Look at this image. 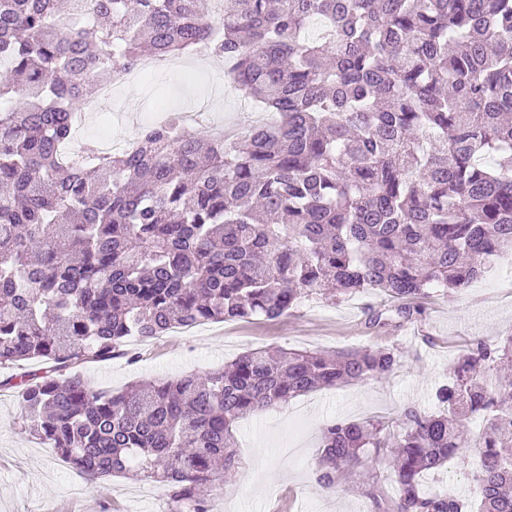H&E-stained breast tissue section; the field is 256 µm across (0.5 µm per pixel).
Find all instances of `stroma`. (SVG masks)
Returning a JSON list of instances; mask_svg holds the SVG:
<instances>
[{"label": "stroma", "mask_w": 512, "mask_h": 512, "mask_svg": "<svg viewBox=\"0 0 512 512\" xmlns=\"http://www.w3.org/2000/svg\"><path fill=\"white\" fill-rule=\"evenodd\" d=\"M224 71L200 65L197 56L176 59L151 80L137 79L112 88L107 124L90 119L86 140H134L163 111L199 114L192 132L204 137L214 122L241 123L257 113L255 103L224 88ZM383 297L356 294L336 301L302 299L288 315L267 321L207 322L183 334L143 341L129 339L127 357L87 362L81 369L98 389H122L133 382L204 373L223 367L253 349L326 351L340 348L394 347L401 366L387 379L322 389L236 425L237 450L230 474L215 479L213 512H374L369 486L396 496L389 460L352 473L335 490L316 481L322 428L337 420H380L397 428L404 410L437 411L436 389L446 384L458 356L472 340L491 342L512 334V276L485 273L462 291L437 288L423 300V312L405 323L387 316L367 323L366 307L383 309ZM23 361L0 369V512H159L167 505L165 488L140 475L122 474L92 483L73 471L50 445L24 428L19 401L4 387L10 376L39 369ZM475 456L468 451L442 469L424 475L426 493L469 497Z\"/></svg>", "instance_id": "obj_1"}]
</instances>
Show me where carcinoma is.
I'll return each instance as SVG.
<instances>
[{"instance_id": "carcinoma-1", "label": "carcinoma", "mask_w": 512, "mask_h": 512, "mask_svg": "<svg viewBox=\"0 0 512 512\" xmlns=\"http://www.w3.org/2000/svg\"><path fill=\"white\" fill-rule=\"evenodd\" d=\"M0 0V367L25 429L80 476L134 467L172 512H211L233 427L297 396L388 378L397 349H255L203 375L91 387L79 366L132 336L264 317L302 298L378 292L405 319L512 250V0ZM275 117L223 142L152 125L71 165L85 100L147 57L200 44ZM512 335L473 340L400 431L336 421L324 488L394 456L375 512H512ZM482 421L477 438L467 433ZM473 448L474 499L420 478Z\"/></svg>"}]
</instances>
